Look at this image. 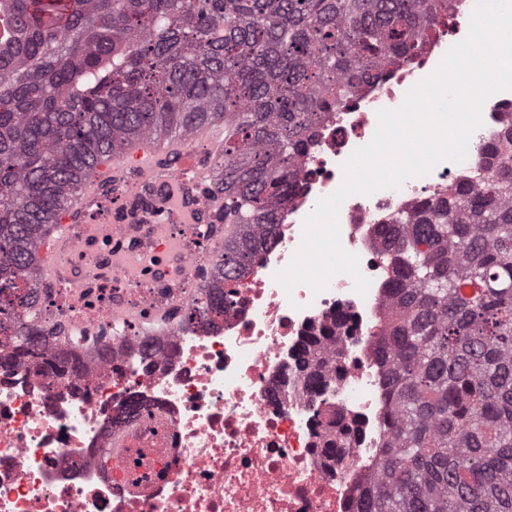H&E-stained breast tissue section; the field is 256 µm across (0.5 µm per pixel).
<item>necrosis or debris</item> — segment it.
<instances>
[{
    "label": "necrosis or debris",
    "instance_id": "obj_1",
    "mask_svg": "<svg viewBox=\"0 0 512 512\" xmlns=\"http://www.w3.org/2000/svg\"><path fill=\"white\" fill-rule=\"evenodd\" d=\"M475 4L452 0L447 26L415 56L327 112L298 162L273 244L225 281L233 304L216 327L170 328L160 334L161 355L133 349L109 364L90 358L76 376L27 359L0 367V512H354L386 438L380 334L393 265L378 228L495 172L493 149L512 135V90L485 102L464 161L342 203L341 244L370 281L366 295L345 274L318 294L305 285L285 292L273 274L289 264L304 219L339 187L342 163L373 138L378 111L400 106L448 39L468 31ZM152 301L119 276L89 283L72 305L46 301L44 312L47 322L94 332L111 328L114 303ZM327 326L336 340L324 352L328 388L318 408L313 394L294 393L293 381L304 340ZM330 413L357 432L339 461L317 446V417ZM115 433L126 437L128 454L157 470V483L114 476Z\"/></svg>",
    "mask_w": 512,
    "mask_h": 512
}]
</instances>
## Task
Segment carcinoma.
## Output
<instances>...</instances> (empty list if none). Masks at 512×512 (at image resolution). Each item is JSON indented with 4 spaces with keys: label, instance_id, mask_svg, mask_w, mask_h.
I'll return each instance as SVG.
<instances>
[{
    "label": "carcinoma",
    "instance_id": "carcinoma-1",
    "mask_svg": "<svg viewBox=\"0 0 512 512\" xmlns=\"http://www.w3.org/2000/svg\"><path fill=\"white\" fill-rule=\"evenodd\" d=\"M449 0H0V366L36 357L78 372L112 360L107 332L41 324L37 253L95 159L132 138L224 121L217 219L236 225L184 327L224 312V279L271 243L295 188L288 163L321 114L415 55ZM395 274L383 334L382 458L357 512H512V145L479 186L458 184L381 230ZM311 336L298 359L315 386ZM344 456L349 430L321 422Z\"/></svg>",
    "mask_w": 512,
    "mask_h": 512
}]
</instances>
